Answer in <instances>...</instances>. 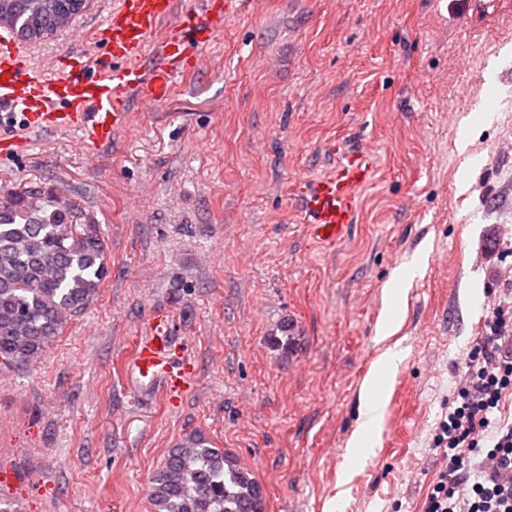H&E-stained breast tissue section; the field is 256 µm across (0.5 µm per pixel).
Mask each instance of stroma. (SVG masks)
Wrapping results in <instances>:
<instances>
[{
	"label": "stroma",
	"instance_id": "1",
	"mask_svg": "<svg viewBox=\"0 0 512 512\" xmlns=\"http://www.w3.org/2000/svg\"><path fill=\"white\" fill-rule=\"evenodd\" d=\"M113 0L26 43L49 71ZM94 147L29 132L0 198L73 204L109 275L43 354L0 364V507L154 512L150 475L192 432L262 484L265 512H425L467 351L512 301V0H251L163 100ZM491 116L466 151L462 121ZM375 175L336 250L305 233V182L343 149ZM424 265L388 338L384 286ZM166 316L195 370L167 402L132 372ZM406 358L378 372L386 346ZM383 395L353 456L361 390Z\"/></svg>",
	"mask_w": 512,
	"mask_h": 512
}]
</instances>
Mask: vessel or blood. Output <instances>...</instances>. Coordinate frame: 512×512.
Segmentation results:
<instances>
[{"mask_svg": "<svg viewBox=\"0 0 512 512\" xmlns=\"http://www.w3.org/2000/svg\"><path fill=\"white\" fill-rule=\"evenodd\" d=\"M245 6V0H115L96 30L107 58L92 64L72 54L50 76L36 73L12 33L0 31V156L28 148L27 138L9 131L16 124L75 133L93 145L110 142L127 123V105L162 97ZM372 176L366 152L352 151L306 183L299 206L308 236L336 248L355 224L359 191ZM132 368L140 386L169 400L193 376L190 360L173 354L171 326L164 319L153 321L149 335L135 344Z\"/></svg>", "mask_w": 512, "mask_h": 512, "instance_id": "obj_1", "label": "vessel or blood"}]
</instances>
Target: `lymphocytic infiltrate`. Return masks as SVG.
<instances>
[{
    "label": "lymphocytic infiltrate",
    "instance_id": "lymphocytic-infiltrate-1",
    "mask_svg": "<svg viewBox=\"0 0 512 512\" xmlns=\"http://www.w3.org/2000/svg\"><path fill=\"white\" fill-rule=\"evenodd\" d=\"M435 440L445 451L426 512H512V425L490 416L512 391V305L493 310Z\"/></svg>",
    "mask_w": 512,
    "mask_h": 512
}]
</instances>
